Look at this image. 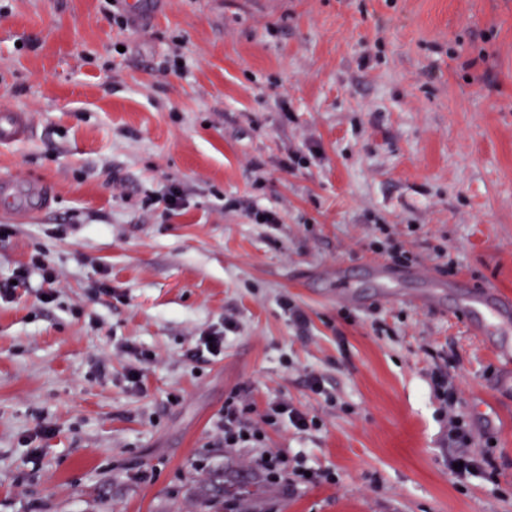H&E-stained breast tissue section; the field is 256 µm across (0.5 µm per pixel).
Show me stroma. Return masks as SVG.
Listing matches in <instances>:
<instances>
[{
    "instance_id": "35a3bbf8",
    "label": "stroma",
    "mask_w": 512,
    "mask_h": 512,
    "mask_svg": "<svg viewBox=\"0 0 512 512\" xmlns=\"http://www.w3.org/2000/svg\"><path fill=\"white\" fill-rule=\"evenodd\" d=\"M2 111L30 133L0 145V280L40 257L57 282L0 300V512H512L490 350L451 310L319 279L398 247L512 291V0H0ZM235 390L319 420L263 445L335 481L277 487L219 446ZM461 453L490 475L455 479ZM329 276L336 286V301L355 306L362 305V302L356 298L351 290L352 286L348 281L343 265H336V268L330 270ZM447 372L439 371L434 379L436 397L441 401L444 411H451L456 405V392L451 382L448 380V363H446ZM449 383V387H448Z\"/></svg>"
}]
</instances>
